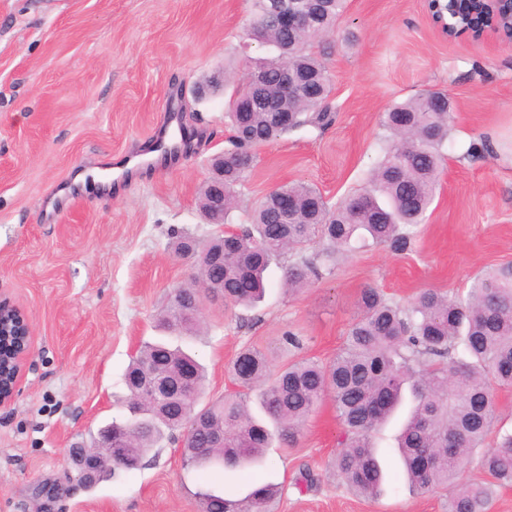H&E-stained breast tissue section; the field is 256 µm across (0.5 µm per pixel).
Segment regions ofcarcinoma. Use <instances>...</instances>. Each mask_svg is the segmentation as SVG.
<instances>
[{"label": "carcinoma", "mask_w": 512, "mask_h": 512, "mask_svg": "<svg viewBox=\"0 0 512 512\" xmlns=\"http://www.w3.org/2000/svg\"><path fill=\"white\" fill-rule=\"evenodd\" d=\"M276 3L251 0L243 38L261 42L268 56L250 67L251 75L261 81L243 80L226 104L232 136L224 151L225 225L231 223L237 187L246 180L258 148L299 127L324 128L333 120L328 102L331 79L314 47L334 30L346 0H293L315 21L312 29L302 32L277 25ZM285 68L312 89L298 100L287 121L276 120L269 104L239 111L258 90L273 94ZM398 116L405 120L401 128L394 125ZM451 124L448 96L427 90L384 114L389 143L366 186L332 204L318 188L288 182L257 203L248 225L238 233L217 234L204 243L189 235L175 236L172 248L177 252L189 243L200 252L214 249L218 238H224V264L198 263L200 287L177 288L160 313L159 325L172 334L196 332L201 318L188 311L186 302L200 296L202 287L213 280H224V305L254 306L264 296L270 264L318 239L327 247L285 268L284 286L289 290L299 291L311 278L333 273L337 255L355 243L370 241L394 253L411 250L435 198L441 148ZM277 192L288 193L296 202L286 224L273 206ZM187 356L168 339L144 343L132 358L124 377L129 417L112 422V431L126 436L122 458L102 455L94 445L86 449L98 457L100 479L117 469L139 468L167 433L186 429L206 381L203 365H198L195 388L183 411L160 404L146 391L135 392L131 382L151 365L173 368ZM230 372L238 391L203 407L204 424L190 434L184 462L205 478L219 466L236 469L249 478V489L238 498L202 492L200 512H272L281 490L256 483L255 471L267 465L266 448L272 444L297 445L303 427L327 395L343 426L335 466L360 496L374 498L382 489L377 435L407 401L411 410L397 448L413 490L446 494L448 512H489L493 487L512 486V431L498 434L494 446L483 449L496 413L488 379L512 387V266L476 276L464 297L429 288L405 306L375 288H365L343 346L328 364L300 357L275 368L268 353L246 348ZM214 433L224 435L219 446L211 439ZM474 458L484 478L462 479L463 466Z\"/></svg>", "instance_id": "obj_1"}]
</instances>
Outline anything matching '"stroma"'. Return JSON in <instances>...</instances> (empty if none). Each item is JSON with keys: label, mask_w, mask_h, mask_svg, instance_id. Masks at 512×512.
<instances>
[{"label": "stroma", "mask_w": 512, "mask_h": 512, "mask_svg": "<svg viewBox=\"0 0 512 512\" xmlns=\"http://www.w3.org/2000/svg\"><path fill=\"white\" fill-rule=\"evenodd\" d=\"M249 9L248 0H0V295L34 336L20 392L0 409V512H199L203 490H246L237 473L205 478L184 466L176 441L89 489L68 450L125 415L132 356L158 337L160 312L197 272L171 250L174 234L204 242L217 232L198 196L210 158L228 146L229 93L195 89L226 68L245 75L265 56L242 38ZM318 50L336 120L259 148L236 225L285 182L312 184L333 202L366 186L381 157V113L430 89L454 104L435 201L412 252L356 249L297 293L281 286L284 256L256 308L205 297L204 330L182 345L207 369V401L234 392L229 366L242 348L276 350L289 330L303 336L304 355L331 361L364 288L404 305L426 288L465 293L480 271L512 266V43L448 38L428 0H348ZM173 103L188 157L61 203L77 172L150 148ZM480 140L490 152L467 156ZM341 432L327 399L296 447L268 449L261 478L282 488L273 512H447L444 496L410 490L394 424L379 434L381 496L354 495L333 468ZM304 466L317 477L309 490L293 483ZM41 486L46 496H36Z\"/></svg>", "instance_id": "35a3bbf8"}]
</instances>
